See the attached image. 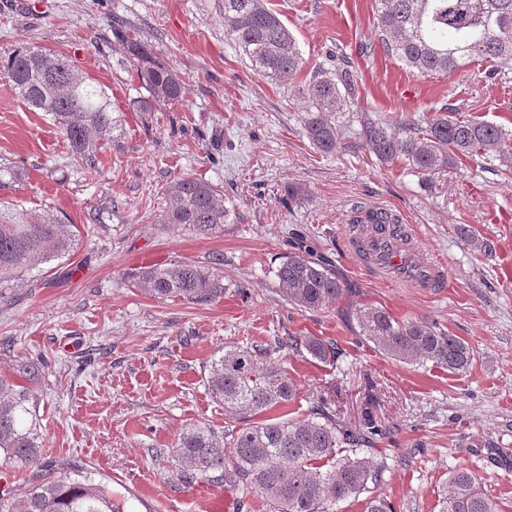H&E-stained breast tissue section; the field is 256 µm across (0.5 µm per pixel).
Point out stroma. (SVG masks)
I'll use <instances>...</instances> for the list:
<instances>
[{"label": "stroma", "mask_w": 512, "mask_h": 512, "mask_svg": "<svg viewBox=\"0 0 512 512\" xmlns=\"http://www.w3.org/2000/svg\"><path fill=\"white\" fill-rule=\"evenodd\" d=\"M265 2L305 61L297 84L340 57L358 110L447 112L512 131V62L423 78L382 51L376 0ZM127 35L181 72L182 101L134 111L145 91ZM21 44L66 56L122 119L87 173L50 118L0 76V164L25 172L0 186V199L80 229L70 255L0 290V370L21 357L41 363L43 456L56 472L90 475L125 512H209L219 496L239 498L229 480L180 481L172 459L187 426L231 425L205 387L206 367L224 347L253 343L296 380L290 417H309L323 394L346 426L372 412L382 430L371 452L383 468L377 492L393 512H440L458 467L512 512V175L467 159L428 182L365 151L317 152L299 101L225 37L223 0H0V53ZM494 69L499 78H489ZM185 174L223 192V232L160 223L168 184ZM366 207L390 209L414 226L427 256L446 260L444 294L374 277L340 248L345 225ZM466 229L491 243L492 257L468 246ZM299 250L343 286L324 310H299L280 292L275 270ZM218 255L224 295L211 302L160 301L128 281L144 267ZM367 306L462 338L474 349L469 372L390 358L360 332L356 311ZM287 336L335 342L339 357L277 348Z\"/></svg>", "instance_id": "obj_1"}]
</instances>
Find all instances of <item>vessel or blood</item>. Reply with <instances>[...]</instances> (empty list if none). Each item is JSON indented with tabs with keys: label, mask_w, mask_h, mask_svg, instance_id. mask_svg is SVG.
I'll return each instance as SVG.
<instances>
[{
	"label": "vessel or blood",
	"mask_w": 512,
	"mask_h": 512,
	"mask_svg": "<svg viewBox=\"0 0 512 512\" xmlns=\"http://www.w3.org/2000/svg\"><path fill=\"white\" fill-rule=\"evenodd\" d=\"M359 218V223L346 225L344 242L365 270L426 294L443 292L447 264L421 254L412 225L397 223L393 214L381 209L363 210Z\"/></svg>",
	"instance_id": "obj_1"
}]
</instances>
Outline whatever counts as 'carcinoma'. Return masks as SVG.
Segmentation results:
<instances>
[{"label": "carcinoma", "instance_id": "carcinoma-1", "mask_svg": "<svg viewBox=\"0 0 512 512\" xmlns=\"http://www.w3.org/2000/svg\"><path fill=\"white\" fill-rule=\"evenodd\" d=\"M224 35L234 42L259 74L306 99L305 134L313 147L333 154L342 139L336 113L353 111V79L338 65L318 68L305 87L293 84L303 58L278 14L264 0H224ZM376 36L383 52L406 69L434 78L451 74L475 60H512V0H377ZM124 48L147 95L136 110L150 112L160 102H180L184 80L175 69L157 63L150 49L131 38ZM18 96L43 112L67 140L72 158L87 171L97 167L99 141L112 137L119 119L105 90L86 82L67 58L39 47L22 45L0 54V73ZM357 140L345 144L362 149L385 164L402 161L431 180L464 158L499 161L512 173V134L489 122L433 115L374 119L359 116ZM170 206L162 224H184L200 235L224 230V200L213 184L183 176L170 183ZM79 229L54 214H33L0 201V287L20 279L54 258L70 253ZM223 259L209 265L178 262L143 268L130 275L144 294L165 301H210L224 295ZM275 276L286 300L304 310H320L342 293L336 275L308 252L293 253ZM356 319L365 339L395 360L430 362L451 373L466 372L472 347L425 320H400L381 307H364ZM288 350L306 349L315 359L338 358V347L315 336L278 339ZM260 345L233 346L215 356L206 386L237 425L219 433L191 425L175 449L176 475L184 482H218L230 478L243 498L259 493L272 512H335L336 503L363 500L364 512H389L373 494L381 469L364 446L379 429L370 413L360 428L336 421L330 399L321 397L304 420L285 415L264 418L285 408L298 395L288 372L264 362ZM42 378L39 365L19 358L0 371V466L36 471L31 483L14 492L0 491V512H121L105 486L78 474L45 472L38 401L33 386ZM443 512H500L499 504L467 468L449 477Z\"/></svg>", "mask_w": 512, "mask_h": 512}]
</instances>
